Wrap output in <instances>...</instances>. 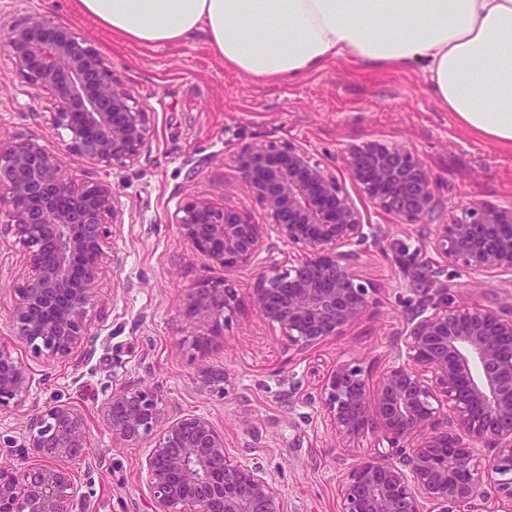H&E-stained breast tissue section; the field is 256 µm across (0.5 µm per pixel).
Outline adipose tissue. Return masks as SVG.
Returning <instances> with one entry per match:
<instances>
[{
	"instance_id": "adipose-tissue-1",
	"label": "adipose tissue",
	"mask_w": 512,
	"mask_h": 512,
	"mask_svg": "<svg viewBox=\"0 0 512 512\" xmlns=\"http://www.w3.org/2000/svg\"><path fill=\"white\" fill-rule=\"evenodd\" d=\"M81 15L143 47L203 35L225 66L263 82L344 60L423 64L465 131L512 146V0H75Z\"/></svg>"
}]
</instances>
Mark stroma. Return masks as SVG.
Returning a JSON list of instances; mask_svg holds the SVG:
<instances>
[{
  "mask_svg": "<svg viewBox=\"0 0 512 512\" xmlns=\"http://www.w3.org/2000/svg\"><path fill=\"white\" fill-rule=\"evenodd\" d=\"M26 10L46 13L91 45L151 121L149 150L134 163L112 168L75 155L64 160L74 180H108L133 205L113 239L124 263L109 275L90 313L100 330L90 359L49 364L8 332L15 290L30 268L24 247L13 235L0 234V348L22 360L34 379L30 400L0 409V434L20 436L33 402L72 403L84 412L97 453L95 461L68 463L86 512H152L143 470L147 446L114 439L99 414L113 388L138 379L159 388L173 411L207 415L223 432L230 457L249 459L272 474L287 512H336L342 462L368 454L373 440L336 435L317 387L336 365H360L374 381L396 359L397 334L421 296L405 268L438 262L423 248L433 225L400 223L375 209L358 185L345 182L365 223L381 227L400 247L364 246L357 272L374 286L377 305L344 335L298 350L287 348L250 301L259 276L270 263L287 266L295 247L272 234L254 263L225 269L192 253L170 216L196 197L263 220L232 160L238 144L290 140L338 164L349 146L378 140L401 144L426 161L449 222L472 203L512 202V149L458 127L417 65L358 69L335 61L298 80L266 84L224 68L201 35L155 49L118 41L76 14L73 0H0V38ZM53 109L47 94L32 96L0 50V138L30 137L57 147L61 138L48 120ZM442 279L456 302L512 304L510 275L476 280L462 266L448 265ZM224 285L235 290L233 312L220 318L187 312L188 294ZM205 368L223 375V389L202 383Z\"/></svg>",
  "mask_w": 512,
  "mask_h": 512,
  "instance_id": "obj_1",
  "label": "stroma"
}]
</instances>
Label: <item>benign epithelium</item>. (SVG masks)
I'll list each match as a JSON object with an SVG mask.
<instances>
[{"instance_id": "benign-epithelium-1", "label": "benign epithelium", "mask_w": 512, "mask_h": 512, "mask_svg": "<svg viewBox=\"0 0 512 512\" xmlns=\"http://www.w3.org/2000/svg\"><path fill=\"white\" fill-rule=\"evenodd\" d=\"M4 50L35 90L55 104L51 124L67 133L51 149L33 138L0 140V227L26 250L31 274L18 288L12 335L47 362L79 364L98 332L89 313L117 252L104 250L127 206L112 183L66 175L62 156L108 166L148 150L150 113L118 83L99 55L53 18L28 11L7 28ZM233 161L267 223L206 199L171 215L191 247L224 268L252 264L273 230L297 254L276 264L251 293L256 313L304 350L341 336L376 305L355 268L374 227L345 193L354 181L371 204L403 224H433L431 249L478 278L512 273V205L470 204L438 222L437 179L398 144L368 141L345 151L343 170L292 141L238 146ZM398 335V360L369 382L341 364L319 386L336 434H369L373 449L342 475L338 512H512V306L453 304L448 289ZM231 288H201L189 308L233 311ZM28 367L0 350V409L26 400ZM112 437L127 445L155 438L145 460L153 512H285L280 489L261 467L231 458L224 435L203 414L172 415L162 394L126 382L101 404ZM486 452L479 469L475 453ZM96 455L83 413L58 400L27 414L16 463L0 469V512H84L68 459Z\"/></svg>"}]
</instances>
